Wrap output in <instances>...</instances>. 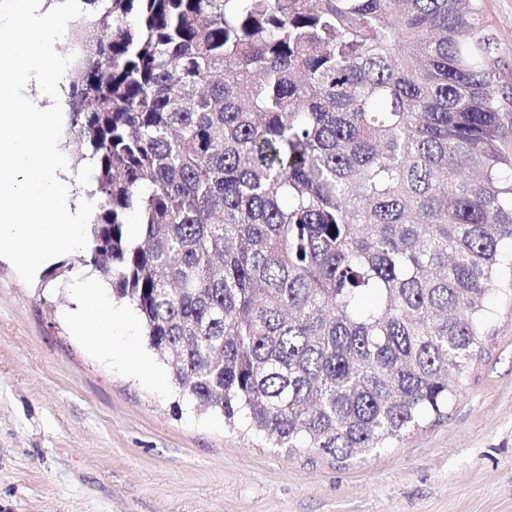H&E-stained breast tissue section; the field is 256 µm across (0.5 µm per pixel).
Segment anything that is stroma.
I'll use <instances>...</instances> for the list:
<instances>
[{
    "mask_svg": "<svg viewBox=\"0 0 512 512\" xmlns=\"http://www.w3.org/2000/svg\"><path fill=\"white\" fill-rule=\"evenodd\" d=\"M512 88V0H483ZM82 252L32 277L0 259V512H512V295L447 416L344 465L287 453L183 396L132 305L115 346L64 319Z\"/></svg>",
    "mask_w": 512,
    "mask_h": 512,
    "instance_id": "stroma-1",
    "label": "stroma"
}]
</instances>
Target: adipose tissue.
I'll list each match as a JSON object with an SVG mask.
<instances>
[{
    "mask_svg": "<svg viewBox=\"0 0 512 512\" xmlns=\"http://www.w3.org/2000/svg\"><path fill=\"white\" fill-rule=\"evenodd\" d=\"M45 0H0V247L12 246L25 270L38 272L64 251L87 243L92 217L90 183L71 173L59 147L58 126L67 108L60 45L67 14L80 0H60L54 22L45 23ZM42 91L21 101L18 91L33 78ZM77 306L72 318L84 325L96 345L111 348L118 327L99 302L94 276L73 277Z\"/></svg>",
    "mask_w": 512,
    "mask_h": 512,
    "instance_id": "1",
    "label": "adipose tissue"
}]
</instances>
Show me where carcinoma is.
<instances>
[{"instance_id":"1","label":"carcinoma","mask_w":512,"mask_h":512,"mask_svg":"<svg viewBox=\"0 0 512 512\" xmlns=\"http://www.w3.org/2000/svg\"><path fill=\"white\" fill-rule=\"evenodd\" d=\"M82 2L85 262L181 392L339 463L446 416L512 240L482 0Z\"/></svg>"}]
</instances>
